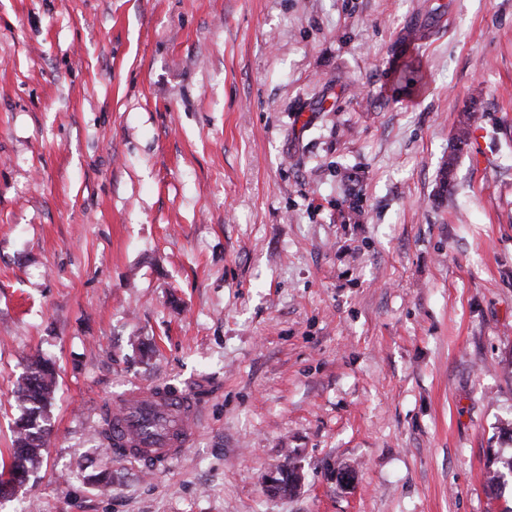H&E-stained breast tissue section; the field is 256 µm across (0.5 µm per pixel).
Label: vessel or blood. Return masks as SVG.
<instances>
[{
    "mask_svg": "<svg viewBox=\"0 0 512 512\" xmlns=\"http://www.w3.org/2000/svg\"><path fill=\"white\" fill-rule=\"evenodd\" d=\"M205 401L203 395L168 393L160 385L126 391L112 422V436L119 446L117 458L167 467L185 451Z\"/></svg>",
    "mask_w": 512,
    "mask_h": 512,
    "instance_id": "b4317fda",
    "label": "vessel or blood"
}]
</instances>
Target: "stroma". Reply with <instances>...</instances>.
<instances>
[{"mask_svg": "<svg viewBox=\"0 0 512 512\" xmlns=\"http://www.w3.org/2000/svg\"><path fill=\"white\" fill-rule=\"evenodd\" d=\"M40 356L0 512H491L512 0H0V459ZM153 384L209 395L157 471L96 437ZM56 372L53 364L37 359L18 386V399L26 412L17 422L14 448L10 463L1 461L0 492L3 488L23 477L29 476L40 463L46 434V411L56 390Z\"/></svg>", "mask_w": 512, "mask_h": 512, "instance_id": "35a3bbf8", "label": "stroma"}]
</instances>
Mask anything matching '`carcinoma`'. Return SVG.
Wrapping results in <instances>:
<instances>
[{"instance_id":"carcinoma-1","label":"carcinoma","mask_w":512,"mask_h":512,"mask_svg":"<svg viewBox=\"0 0 512 512\" xmlns=\"http://www.w3.org/2000/svg\"><path fill=\"white\" fill-rule=\"evenodd\" d=\"M53 364L37 359L18 386V399L25 408L17 422L14 448L10 463L0 464V492L25 475H30L40 463L46 434V411L56 390Z\"/></svg>"}]
</instances>
